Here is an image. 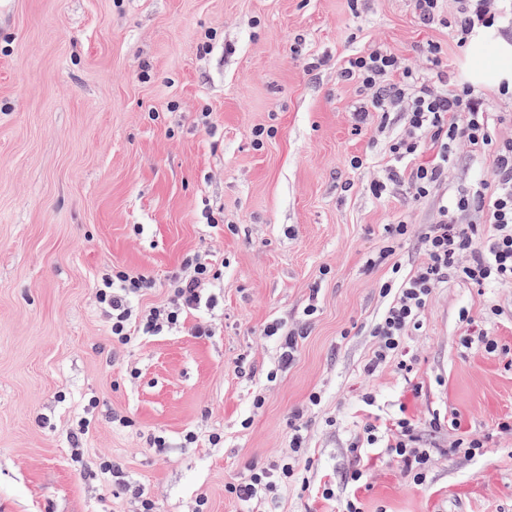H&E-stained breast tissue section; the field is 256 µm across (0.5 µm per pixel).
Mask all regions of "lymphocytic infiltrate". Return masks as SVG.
<instances>
[{
  "label": "lymphocytic infiltrate",
  "instance_id": "f902f5d3",
  "mask_svg": "<svg viewBox=\"0 0 512 512\" xmlns=\"http://www.w3.org/2000/svg\"><path fill=\"white\" fill-rule=\"evenodd\" d=\"M453 28L459 45H466L476 30L500 22H512V0H457ZM343 81L357 85L364 97L359 121L376 115L398 113L402 133L388 145L387 174L373 180L374 196L390 194L407 186L414 198H427L448 182V172L459 147L470 157L486 161L489 176L475 188L441 205L438 222L426 225L419 234L423 261L398 286L383 284L381 292L390 301L377 317L371 333L376 344L365 362V378H373L389 360L408 372L407 338L420 330L422 314L436 288L453 275H461L483 286L512 283V142L496 140V121L485 108L479 91L464 84L449 87L446 76L431 77L406 65L379 47L350 57L340 72ZM429 160H422V153ZM219 273L204 264L193 275L179 281L177 301L168 310H153L134 316L131 299L148 287L141 274L115 270L102 274L96 283V298L105 309L113 338L127 345L138 336L158 332L163 325L177 324L182 313L201 307L203 283L218 279ZM439 419L422 422L408 415L390 419L386 429L368 420L357 448L381 447L415 483H423L430 457L419 448L423 428L438 429ZM300 434H293L289 452L280 463L252 473L248 480L230 484L229 494L250 503L265 497L277 485L288 484L295 475L305 450Z\"/></svg>",
  "mask_w": 512,
  "mask_h": 512
}]
</instances>
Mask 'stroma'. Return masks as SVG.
Listing matches in <instances>:
<instances>
[{
	"mask_svg": "<svg viewBox=\"0 0 512 512\" xmlns=\"http://www.w3.org/2000/svg\"><path fill=\"white\" fill-rule=\"evenodd\" d=\"M0 28V512H135L100 481L103 459L147 486L158 512H512V285L453 276L436 289L408 348L413 371L361 374L384 282L422 260L416 238L374 259L384 227L436 223L443 194L483 178L459 153L445 190L382 198L368 185L401 130L396 114L359 125L362 96L339 72L383 48L478 85L512 140V30L459 47L412 0H6ZM438 46V64L427 60ZM265 129L255 139V129ZM361 157L362 168L350 165ZM221 277L210 305L122 346L95 281L118 268L152 286L135 309L171 302L173 275ZM312 316H305L307 307ZM305 323L280 361L273 324ZM495 338L489 353L476 332ZM321 397L309 403L311 394ZM423 431L426 480L366 449L347 478L364 394ZM302 420L308 487L243 505L226 487L286 456ZM130 426L122 427L117 417ZM462 422L454 430L452 419ZM88 423L83 456L71 434ZM483 439L452 451L461 431ZM166 441L163 452L150 437ZM336 497L323 499V484Z\"/></svg>",
	"mask_w": 512,
	"mask_h": 512,
	"instance_id": "1",
	"label": "stroma"
}]
</instances>
